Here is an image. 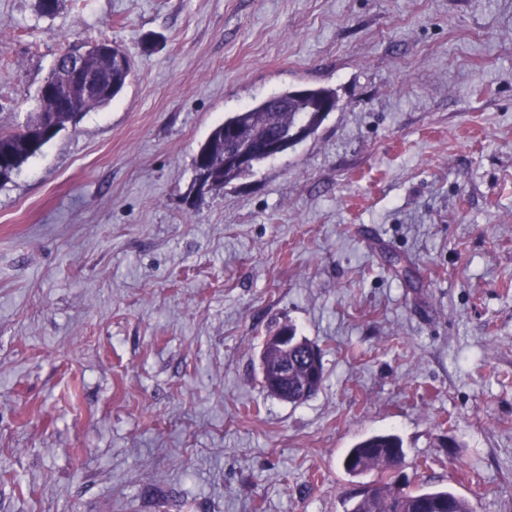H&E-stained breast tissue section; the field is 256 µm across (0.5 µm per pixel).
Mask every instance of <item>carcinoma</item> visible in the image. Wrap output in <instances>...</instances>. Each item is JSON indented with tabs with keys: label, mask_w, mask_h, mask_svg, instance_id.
<instances>
[{
	"label": "carcinoma",
	"mask_w": 512,
	"mask_h": 512,
	"mask_svg": "<svg viewBox=\"0 0 512 512\" xmlns=\"http://www.w3.org/2000/svg\"><path fill=\"white\" fill-rule=\"evenodd\" d=\"M88 70L110 74V80L95 92L88 93L75 84L69 95L79 104L76 112L66 109L56 83L60 77L52 69L45 80V87L37 96L36 112L30 114L25 124L13 130L0 126V183L9 181L13 172L36 155L49 139L42 136L45 127L51 125L61 132L76 125L86 112L109 105L122 91L131 75V60L120 46L109 40L92 44L85 60ZM336 93L326 88H308L305 93L292 99L288 112H272L257 103L236 112L213 127L193 159L194 171L207 169L205 184L212 190L246 174L228 158L233 148L225 136L226 129L236 128L237 143L249 145L257 137L275 129H288L307 120H315L314 109L321 99H334ZM264 355L273 368L288 365V374L271 380L263 379L269 393L290 403H300L314 395L323 385L324 375L315 380L308 377L306 367L295 358V349L288 348L278 336L267 337ZM405 459L402 442L394 434H375L357 442L343 459L345 471L360 475L371 471L386 473L402 466ZM349 512H473L468 500L450 490H415L399 484L396 479H380L367 487L365 494L351 506Z\"/></svg>",
	"instance_id": "obj_1"
}]
</instances>
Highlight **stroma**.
Returning a JSON list of instances; mask_svg holds the SVG:
<instances>
[{
	"label": "stroma",
	"instance_id": "stroma-1",
	"mask_svg": "<svg viewBox=\"0 0 512 512\" xmlns=\"http://www.w3.org/2000/svg\"><path fill=\"white\" fill-rule=\"evenodd\" d=\"M101 38L124 89L0 184V512H349L383 431L410 489L512 512V0H0V126ZM299 87L317 132L197 192L210 130ZM285 331L294 333L290 328H281L274 336L267 337L263 345V351L267 362L272 368L288 364L287 367L282 368L283 372H286L288 369V374L278 376V378L274 376L276 383L268 378H264L263 382L271 395L295 404L311 397L321 388L324 382V369L318 349L306 339H303V346L311 351H316L320 362L319 377L315 380H310L306 367L295 358V349L291 347L287 349L285 344L279 341L278 336H282L281 334ZM402 442L394 434H375L349 448L343 459L345 471L360 475L371 471H396L404 463Z\"/></svg>",
	"mask_w": 512,
	"mask_h": 512
}]
</instances>
